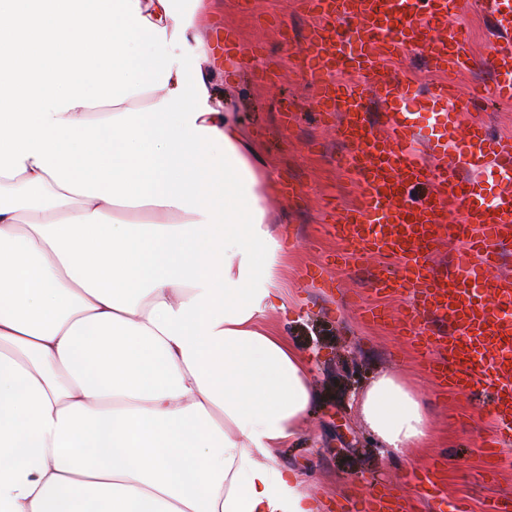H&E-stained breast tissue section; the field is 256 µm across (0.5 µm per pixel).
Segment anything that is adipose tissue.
<instances>
[{"mask_svg":"<svg viewBox=\"0 0 512 512\" xmlns=\"http://www.w3.org/2000/svg\"><path fill=\"white\" fill-rule=\"evenodd\" d=\"M191 13L0 0V512H319L276 454L317 397L267 320L279 175L196 65ZM358 405L391 455L435 438L405 376Z\"/></svg>","mask_w":512,"mask_h":512,"instance_id":"obj_1","label":"adipose tissue"}]
</instances>
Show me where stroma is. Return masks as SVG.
<instances>
[{
	"mask_svg": "<svg viewBox=\"0 0 512 512\" xmlns=\"http://www.w3.org/2000/svg\"><path fill=\"white\" fill-rule=\"evenodd\" d=\"M196 16L194 31L206 51L226 58L224 84L246 140L273 161L281 187L269 213L293 235L290 305L268 319L315 365L319 397L299 437L280 449L284 468L308 472L320 512H361L380 486L410 500L414 512H512V444L498 457L483 443L494 430L492 393L472 396L438 386L405 337L369 322L363 308L376 303L371 279L394 259L368 254L342 265L341 243L326 230L335 206L356 201L346 144L320 122L317 91L295 58L314 19L297 0H222ZM460 125L484 123L489 136L512 134V104L461 102ZM406 294L384 297L398 316ZM410 375L435 429L432 447L395 460L383 454L362 423L353 397L382 372Z\"/></svg>",
	"mask_w": 512,
	"mask_h": 512,
	"instance_id": "35a3bbf8",
	"label": "stroma"
}]
</instances>
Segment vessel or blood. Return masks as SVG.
Listing matches in <instances>:
<instances>
[{
  "label": "vessel or blood",
  "instance_id": "1",
  "mask_svg": "<svg viewBox=\"0 0 512 512\" xmlns=\"http://www.w3.org/2000/svg\"><path fill=\"white\" fill-rule=\"evenodd\" d=\"M306 9L332 19H362L367 36L357 56L344 53V39L328 25L314 24L298 56L301 69L320 89V106L349 147L347 163L362 185L361 196L345 210L336 231L350 246V257L387 248L400 254L401 265L384 270L377 291L401 288L409 303L400 314L403 329L425 349L438 350L432 375L468 391L484 383L494 389L497 432L494 442L512 441V277L495 275L504 245L512 239V138H490L483 126L460 131L454 115L452 84L436 86L444 118L430 165L422 158L419 134L403 119L377 123L368 98L410 103V85L381 70L384 59L398 52L426 56L434 69H490L488 94L512 100V0H488L499 40L476 58L464 34H448L450 51L439 49L433 32L441 19L455 16L460 0H303ZM359 71L364 84L340 82V74ZM497 175L498 192L482 195L485 175ZM431 185L429 195L416 189ZM461 209L460 223L446 224L444 215ZM459 254L446 279L432 276L431 254L440 241ZM397 496L373 490L366 512H399Z\"/></svg>",
  "mask_w": 512,
  "mask_h": 512
}]
</instances>
